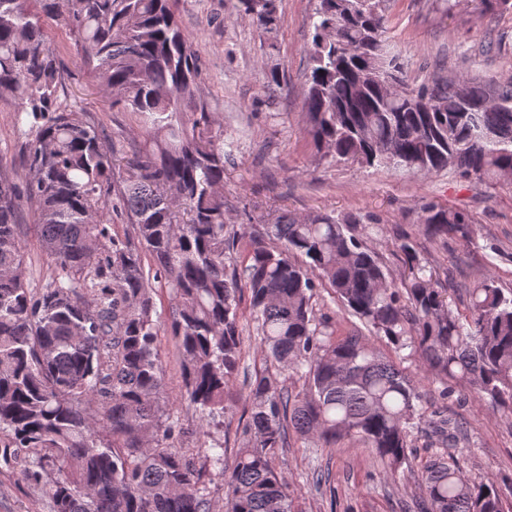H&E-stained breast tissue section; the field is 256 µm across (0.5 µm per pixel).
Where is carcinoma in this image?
Returning a JSON list of instances; mask_svg holds the SVG:
<instances>
[{"mask_svg":"<svg viewBox=\"0 0 512 512\" xmlns=\"http://www.w3.org/2000/svg\"><path fill=\"white\" fill-rule=\"evenodd\" d=\"M237 3L275 48L279 0ZM48 20L73 35L112 109L138 117L132 156L60 104ZM308 55L307 134L320 157L416 175L512 174V80L402 86L386 0H316ZM0 96L16 102L27 167L20 183L0 171V458L25 454L19 479L40 490L48 512H209L201 469L177 445L184 428L166 401L154 281L171 294L181 394L200 435L224 419L238 375L242 289L261 352L303 379L293 393L255 376L232 464L223 444L209 446L224 512H292L273 466L290 428L316 448L354 442L392 475L419 428L445 449L470 433L467 420L428 411L417 375L367 337L336 338L316 311L325 285L370 335L418 355L443 395L453 382L512 411V290L494 278L466 289L460 311L409 236L399 243L408 273L390 280L365 242L377 216L226 222L224 163L236 144L202 95L198 57L169 0H67L63 14L60 0H0ZM24 205L35 207L54 267L38 292L17 224ZM424 212L429 238L474 234L462 211L430 203ZM118 220L135 226L137 244L112 233ZM239 249L238 269L228 260ZM418 480L408 512H512V477L475 481L446 452Z\"/></svg>","mask_w":512,"mask_h":512,"instance_id":"1","label":"carcinoma"}]
</instances>
